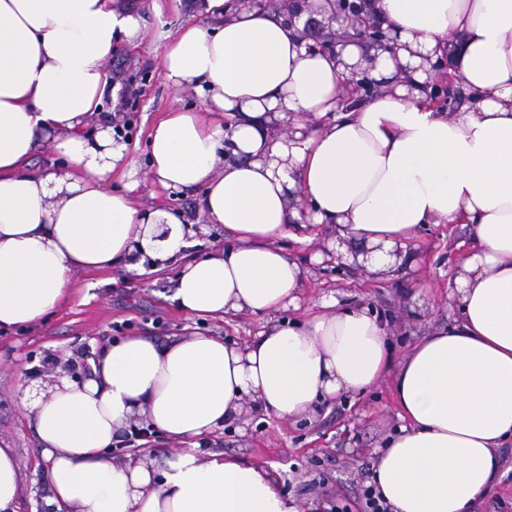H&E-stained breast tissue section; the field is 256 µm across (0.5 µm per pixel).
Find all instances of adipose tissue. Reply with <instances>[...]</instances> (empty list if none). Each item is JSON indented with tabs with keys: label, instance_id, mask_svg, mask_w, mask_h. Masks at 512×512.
Instances as JSON below:
<instances>
[{
	"label": "adipose tissue",
	"instance_id": "obj_1",
	"mask_svg": "<svg viewBox=\"0 0 512 512\" xmlns=\"http://www.w3.org/2000/svg\"><path fill=\"white\" fill-rule=\"evenodd\" d=\"M198 7L208 23L165 34L162 67L205 107L154 125L148 167L163 188L199 192L206 223L224 227L223 248L188 258L192 226L111 190L128 144L108 127L85 132L112 88L113 43L138 47L141 15L117 0H0V331L42 321L76 271L137 251L184 257L180 311L263 323L245 345L125 337L90 358L86 379L36 400L52 501L59 512H325L262 465L196 450L244 398L291 420L387 378L405 424L380 450L375 493L389 512H469L503 476L498 450L512 441V0H374L398 54L377 51L381 88L366 98L346 90L348 65L365 57L357 43L312 51L285 12ZM438 62L467 97L458 111L427 104ZM47 139L64 166L32 167ZM430 224L466 225L473 248L449 284L456 322L402 360L369 308L280 319L308 274L280 240L309 244L328 225L343 261L391 276ZM137 416L178 443L174 456L114 462Z\"/></svg>",
	"mask_w": 512,
	"mask_h": 512
}]
</instances>
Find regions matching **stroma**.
I'll list each match as a JSON object with an SVG mask.
<instances>
[{
  "label": "stroma",
  "mask_w": 512,
  "mask_h": 512,
  "mask_svg": "<svg viewBox=\"0 0 512 512\" xmlns=\"http://www.w3.org/2000/svg\"><path fill=\"white\" fill-rule=\"evenodd\" d=\"M159 10H143L142 0H124L142 10L146 38L138 49L124 42L113 46L105 66L114 84L132 85L124 110L105 98L103 114L112 125H127L126 143L133 150L126 165L112 176L111 186L131 191L146 209L179 213L196 230L194 253L224 245V229L206 223L194 197L162 188L148 174V138L155 123L174 108L198 110L201 95L175 90L162 68L161 32L187 24H205L195 0H158ZM467 231L460 226L423 228L409 247L398 276L371 277L356 266L342 265L328 246L333 235L307 246L288 239L286 250L309 270L305 303L335 298L341 306H366L391 318L390 341L396 356L406 355L426 331L453 324L457 309L448 290L463 253L459 243ZM181 271L172 261L161 271L138 276L123 265L109 271L74 275L63 303L41 323L0 333V444L13 448L21 473L17 512H55L49 502L48 464L41 456L27 406L32 389H48L71 371H84L94 350L133 335L164 340L193 332L249 342L261 327L258 319L238 315L228 321L198 319L177 310L171 300ZM401 420L390 381L364 393L345 394L321 402L297 421L268 418L244 400L236 422L204 438L201 453L221 451L273 469L283 489L297 501L317 497L329 512H365L362 495L379 448Z\"/></svg>",
  "instance_id": "stroma-1"
}]
</instances>
